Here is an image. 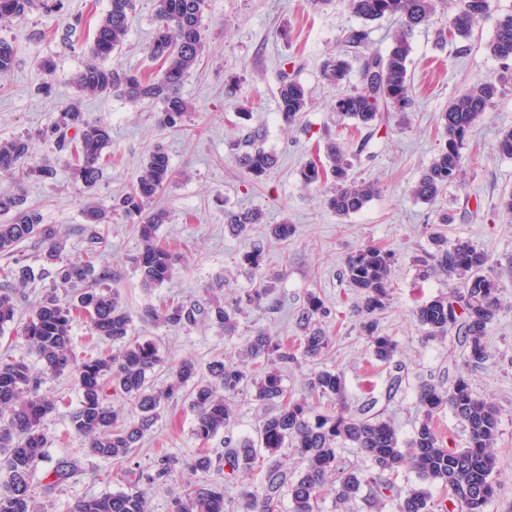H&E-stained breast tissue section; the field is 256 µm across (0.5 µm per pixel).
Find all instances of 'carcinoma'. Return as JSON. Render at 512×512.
Instances as JSON below:
<instances>
[{"label":"carcinoma","mask_w":512,"mask_h":512,"mask_svg":"<svg viewBox=\"0 0 512 512\" xmlns=\"http://www.w3.org/2000/svg\"><path fill=\"white\" fill-rule=\"evenodd\" d=\"M453 15L449 32L462 38L471 36L491 12L492 0H451ZM351 13L364 22L395 17L399 29L386 54H366L368 32L350 28L342 38V52L325 60L322 76L331 85L347 80L351 66L344 58L353 54L361 59L360 89L336 98L334 109L354 121V127L379 129L380 107L409 112L414 106L408 71L409 36L429 24L436 10V0H348ZM63 0H0V25L12 23L34 10L60 13ZM132 0H111L110 9L95 28L88 47L91 61L70 77L82 95L116 92L132 103L144 100L160 104L158 123L166 129H179L190 111L178 94L184 78L199 64L205 49L204 15L208 0H155L157 28L148 54L160 63L154 73L124 70L105 61L120 50L128 36V12ZM488 50L503 63L512 61V13L499 16ZM17 58L13 43L0 39V73L11 71ZM494 81H481L453 98L441 113V124L448 136L429 167L412 189L415 199L429 204L466 173L462 153L470 128L481 118L498 95ZM309 103L305 87L284 74L277 89V108L281 120L292 125ZM37 137L50 140L57 159L64 162L75 180L86 187L97 184L107 149L111 146L109 127L89 120L76 99L58 119ZM260 129L247 134L244 149L236 162L253 180L266 174L277 157L257 146ZM34 137L20 136L0 141V171L9 172L21 182L36 175L42 179L55 176V168L35 160ZM326 168L310 160L299 170L303 186L311 187L332 178L334 188L327 195L328 208L338 216L361 211L378 193L373 183L356 179L345 152L334 141L326 143ZM168 153L154 149L136 177L132 188L112 199L108 207L89 206L84 211L90 224L85 258L66 261L63 241L56 229L42 223L39 212L24 207L18 192L0 193V253L12 256V263L0 267V332L13 323L22 295L16 285L36 279L48 281L46 293L34 307L22 327V336L30 350L42 361V375L70 372L80 399L71 414L73 431L85 440L88 453L106 460L127 462L122 474L133 477L125 491L105 493L78 500L71 512H148L147 492L168 487L176 481L179 460L159 454L146 469L132 462L131 453L144 434L151 430L169 402L185 398L194 413L192 434L203 443L221 438L220 448H198L186 463L193 472L208 476L226 465L231 472L262 473L261 485L240 493L243 512H281L283 499L292 503V512H320V504L331 495L335 502L354 499L364 486L374 488L372 506L380 509L393 497L397 512H445L447 505L436 500L426 487L399 489L388 482L378 484L371 473L396 474L409 467L426 483H439L448 493V502L456 512H485L496 494L493 473L497 456L499 409L476 396L467 378L460 375L444 390L426 381L418 389L417 400L422 420L410 440L402 442L392 423L371 413L367 403L353 412L346 401L341 373L322 369L311 374L309 398L294 400L282 385L279 365L317 357L329 344V337L319 326L326 314L324 301L315 293L307 295L298 315L303 336L296 348L288 341L255 327L244 338L243 356L251 368L233 361L213 360L201 368L191 359L180 360L171 370L172 377L163 388L155 387L150 374L161 363L156 343L130 335L132 317L112 290V272L97 264L107 246L97 229L99 224L138 225L142 247L134 257L136 270L144 285L160 287L175 272L179 255L161 245L155 237L157 226L168 220L163 209L152 203L171 181ZM258 209H228L224 223L241 235L251 225L260 224ZM37 239L44 245L39 271L24 263L17 246ZM432 255L434 268L453 283L445 296L419 305L415 316L431 338L451 331L462 336L466 363L481 368L490 354L485 343L488 325L500 310V283L489 266L488 256L473 243L457 239L450 243L438 236ZM394 254L380 246L367 245L349 255L344 276L359 292L361 301L354 312L360 317V330L367 336L376 359L393 364L389 390L402 382L400 363L394 362L396 343L378 330L375 315L384 311L389 300L388 284ZM267 285L253 288L230 303L213 294L202 304H188L169 299L159 306H148L143 316L168 327L185 328L202 321L218 326L224 335L234 336L239 320L246 312L275 310L271 299L277 275H265ZM83 320L91 335L119 344L108 356L77 357L73 351L72 328ZM41 375L32 372L23 360L0 355V471L6 479L0 483V512H32L31 474L37 461L45 456L49 440L42 429L48 415L56 409L54 400L40 392ZM253 389L254 401L272 406L257 439H236L231 433L237 416L234 398ZM132 405L130 417L121 416L111 400ZM449 410L465 428L463 448L444 445L433 424L434 418ZM346 444L370 462V468H348L339 461L337 445ZM283 448L300 455L302 468L293 472L278 459ZM171 512H229L224 485L218 482H187L171 501Z\"/></svg>","instance_id":"cac0c4a2"}]
</instances>
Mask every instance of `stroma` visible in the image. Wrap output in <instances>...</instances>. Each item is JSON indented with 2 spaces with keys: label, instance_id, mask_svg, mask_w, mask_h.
<instances>
[{
  "label": "stroma",
  "instance_id": "obj_1",
  "mask_svg": "<svg viewBox=\"0 0 512 512\" xmlns=\"http://www.w3.org/2000/svg\"><path fill=\"white\" fill-rule=\"evenodd\" d=\"M109 6L110 0H66L65 15L36 11L0 28V38L17 48L12 72L0 74V141L51 125L76 97L88 118L106 122L112 136V160L94 187H83L61 166L48 182L31 178L19 183L0 173V192L20 190L26 206L54 225L65 243L64 259L73 261L88 246L84 208L109 205L127 192L150 151L164 147L173 175L154 206L169 216L157 231L159 241L180 256L173 278L157 288L142 285L132 264L141 248L133 224L106 225L108 245L99 257L111 269L113 286L133 319V336L153 339L160 347L164 364L152 375L158 386L169 365L181 358L203 366L218 356L237 357L243 337L225 336L208 323L190 329L158 325L143 319L144 308L174 296L201 301L211 289H223L229 299L258 287V277L239 261L253 243L268 238L271 225L288 222L293 235L267 248L261 262L263 270L279 276L273 293L278 308L271 314L251 313L247 322L281 337L296 336V315L307 293L324 300L330 314L321 326L329 346L313 359L283 367L289 395L306 396L312 372L339 371L350 406L373 403L374 413L391 420L404 441L421 417L416 397L420 383L447 387L456 376L466 375L473 392L500 411L497 491L486 512H512V218L500 206L502 196L512 192V159L497 151L500 133L512 128V80H501V64L487 49L497 16L512 11V0H493L490 17L465 40L440 41V31L448 26L444 9L437 10L428 27L415 29L409 37L408 66L414 106L404 114L389 113L385 127L373 135L347 126L332 109L338 95L358 87L357 77L334 87L323 79L321 65L338 50L349 27H366L368 51L386 52L396 29L394 18L362 24L347 0H333L318 11L309 0H209L202 60L180 89L192 110L185 129L175 131L158 126V104L133 103L109 91L82 98L70 84V76L88 62L93 25ZM76 14L87 16L90 24L70 37L66 19ZM156 28L154 0H133L127 40L114 62L127 70H157L148 56ZM46 58L54 61L57 72L48 94L37 89V66ZM284 71L312 98L291 126L283 125L277 113L276 88ZM486 80L501 86L468 134L470 164L464 183L449 185L435 204H421L411 189L445 143L441 112L470 85ZM255 126L264 127L263 146L276 154L277 163L253 181L243 175L234 155L246 128ZM329 139L345 150L358 178L379 188L363 210L344 218L327 208L324 189L303 188L298 175L317 145ZM228 208L261 209L264 221L252 225L248 234L234 235L224 222ZM443 210L451 214V223H438ZM437 233L484 250L500 279L501 308L487 328L491 358L485 367L465 369L457 335L426 339L414 315L419 304L448 292L447 276L432 268V237ZM370 244L395 254L388 305L377 316L382 334L397 342L395 359L403 366L401 385L393 394L388 391L390 367L373 356L353 314L359 294L342 276L346 258ZM41 391L58 406L43 423L51 447L32 476L34 512H70L80 498L127 489L120 463L87 455L82 438L73 433L70 414L79 393L70 377H46ZM193 420L187 402L166 406L140 442L136 461L149 466L162 450L188 459L199 446ZM61 460L75 462L76 469L57 484L51 470Z\"/></svg>",
  "mask_w": 512,
  "mask_h": 512
}]
</instances>
